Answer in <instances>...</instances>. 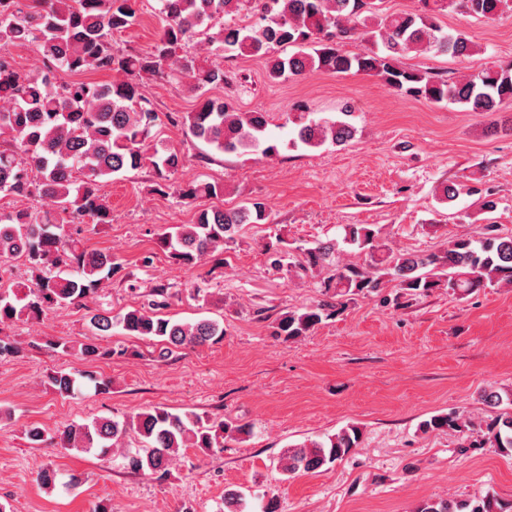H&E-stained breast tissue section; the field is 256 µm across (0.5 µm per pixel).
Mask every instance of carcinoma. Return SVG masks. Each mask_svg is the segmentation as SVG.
<instances>
[{
  "instance_id": "1",
  "label": "carcinoma",
  "mask_w": 512,
  "mask_h": 512,
  "mask_svg": "<svg viewBox=\"0 0 512 512\" xmlns=\"http://www.w3.org/2000/svg\"><path fill=\"white\" fill-rule=\"evenodd\" d=\"M165 25L154 49L131 54L114 48L112 34L128 28L135 18L131 0H0V192L33 197L34 211L0 213V258L23 259L28 277L16 288L0 290V323L38 320L49 309L84 305L103 282L121 270L112 254L90 250L81 239L63 231L66 224L90 218L112 223V207L101 194V182L126 170L151 166L155 191L170 188L169 176L183 164V156L152 130L158 113L143 91L141 78L171 73L192 80L199 102L192 112L173 119L187 135L224 154L262 150L278 152L268 143V115L260 110L239 112L232 102L206 95L224 82L217 59L224 56L265 58L269 80L280 82L312 71L347 73L352 70L380 78L399 95L433 103L447 101L471 112H495L512 101V64L488 68L467 78L448 81L427 72L404 69L399 58L419 51L467 57L474 46L460 31H445L436 22L438 12L461 8L486 19L495 18L508 0H420L421 9L391 14L369 23L373 0H159ZM251 13L252 26L224 25L212 32L216 21L232 13ZM198 39L208 47L204 56L185 51ZM374 45L361 53L345 49L349 40ZM36 45L42 68L21 74L11 48ZM292 47L287 56L272 53ZM89 70L109 71L117 78L109 84L73 80ZM344 112L335 119H310L297 124L290 144L319 148L340 146L354 137V127ZM480 195L481 209L491 212L497 203L490 193L460 183H448L440 199L452 201L461 192ZM174 193L184 201L208 199L191 224H181L160 238L168 257L178 265L196 266L206 256L236 243L244 224L267 219L265 204L257 199L226 208L224 185L190 182ZM364 255L366 265L336 261L339 244ZM276 266L288 257L285 241L278 237L263 244ZM335 271L321 282L336 298L352 300L396 283L405 296L446 288L462 296L494 286H512V236H501L488 224L479 238L462 235L448 240L437 253L395 252L370 224H346L342 242H319L302 252L288 267L314 273L325 267ZM163 287L152 298L125 313L95 310L89 318L95 336H110L120 328L175 348H194L224 338V325L202 318L181 322L160 316L165 306ZM336 315V306L317 303L281 316L273 335L285 342L298 340L322 321ZM49 347L73 349L85 360L127 353L125 348L96 343L75 346L65 339ZM45 384L69 397L87 385L104 393L110 383L89 370L53 371ZM482 404L498 414L477 425L460 413L438 414L421 422L427 432L452 430L473 447L497 448L512 455V391L486 390ZM482 429L472 438L474 427ZM139 437L140 448L122 454L124 466L163 480L181 449L208 454L224 448V439L250 434L246 425L213 418L195 411L171 412L156 406L128 420L95 419L71 424L59 434V446L101 456L112 453L128 431ZM362 431L349 425L338 432L282 449L279 465L289 476L318 473L360 447ZM242 492L224 493V512H245ZM417 512H507L505 504L488 494L463 500L428 499Z\"/></svg>"
}]
</instances>
